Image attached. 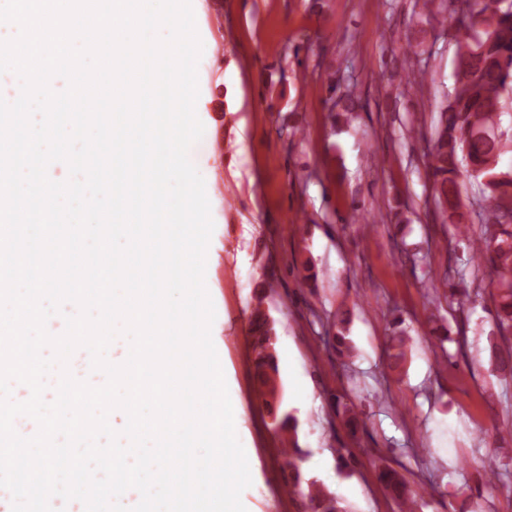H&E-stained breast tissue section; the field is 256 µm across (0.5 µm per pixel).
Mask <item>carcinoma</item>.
<instances>
[{"label": "carcinoma", "instance_id": "carcinoma-1", "mask_svg": "<svg viewBox=\"0 0 512 512\" xmlns=\"http://www.w3.org/2000/svg\"><path fill=\"white\" fill-rule=\"evenodd\" d=\"M456 4L450 18L457 45L458 65L452 92L439 106L436 144L426 153L427 168L432 178V194L445 199L448 208L444 223L454 235L467 242L474 278L488 282L493 289L494 320L503 345L499 350L502 369L512 370V189L503 188L495 180L512 170L500 164V155L507 144L501 130L507 100H512V6L503 9V0H451ZM412 42H407L402 73L407 82L421 84L426 70L411 61ZM477 183V192L464 204L460 177ZM480 224L478 238L469 236L473 223ZM255 365L261 388L273 393L277 384L268 381L265 369L278 371L275 356L270 352L275 339L274 323L255 308L250 326ZM407 337L394 332L389 337L391 364L399 366L405 358ZM297 449L284 454L288 483L301 482L296 467ZM379 480L405 506L406 512H417L419 497L412 492L394 469H383ZM307 498L311 512H344L338 499L324 488L312 483Z\"/></svg>", "mask_w": 512, "mask_h": 512}]
</instances>
